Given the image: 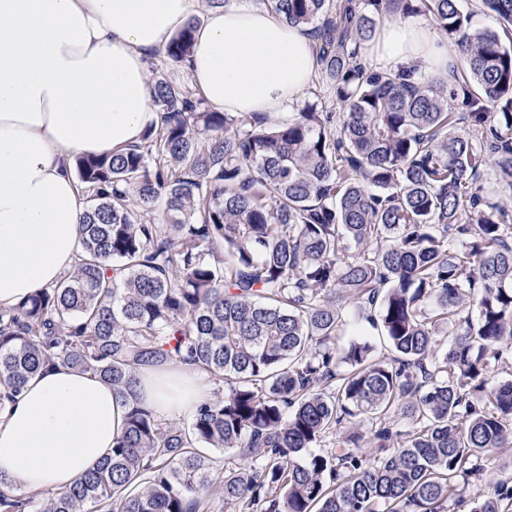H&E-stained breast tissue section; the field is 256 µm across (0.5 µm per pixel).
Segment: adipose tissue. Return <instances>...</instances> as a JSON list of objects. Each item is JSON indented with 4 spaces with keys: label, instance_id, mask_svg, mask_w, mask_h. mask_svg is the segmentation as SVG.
I'll use <instances>...</instances> for the list:
<instances>
[{
    "label": "adipose tissue",
    "instance_id": "1",
    "mask_svg": "<svg viewBox=\"0 0 512 512\" xmlns=\"http://www.w3.org/2000/svg\"><path fill=\"white\" fill-rule=\"evenodd\" d=\"M183 64L220 112H292L315 72L314 40L266 9L228 0H0V307L17 305L72 271L86 197L75 158L137 144L158 119L150 58L192 17ZM363 63L417 80L453 79L459 56L417 15L385 22ZM143 404L160 414L205 398L202 374L175 364L141 370ZM0 411V479L20 492L60 491L112 452L127 407L98 376L41 370Z\"/></svg>",
    "mask_w": 512,
    "mask_h": 512
}]
</instances>
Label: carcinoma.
Masks as SVG:
<instances>
[{
	"label": "carcinoma",
	"instance_id": "carcinoma-1",
	"mask_svg": "<svg viewBox=\"0 0 512 512\" xmlns=\"http://www.w3.org/2000/svg\"><path fill=\"white\" fill-rule=\"evenodd\" d=\"M267 2L310 30L342 119L212 111L157 75L160 120L141 142L76 157L81 251L57 284L0 309V381L18 393L50 365L90 371L128 401L125 430L47 498L0 487V512H206L208 494L227 512H448L483 456L512 448V380L480 397L488 367L512 359V210L475 192L486 165L512 188V0H483L501 34L459 0L407 6L463 57L451 84L357 60L384 0ZM198 23L165 58L192 53ZM473 297L475 321L460 316ZM344 302L391 358L361 337L336 347ZM178 362L227 385L181 427L136 394L141 368ZM355 419L370 440L324 447ZM472 503L512 512V476Z\"/></svg>",
	"mask_w": 512,
	"mask_h": 512
}]
</instances>
